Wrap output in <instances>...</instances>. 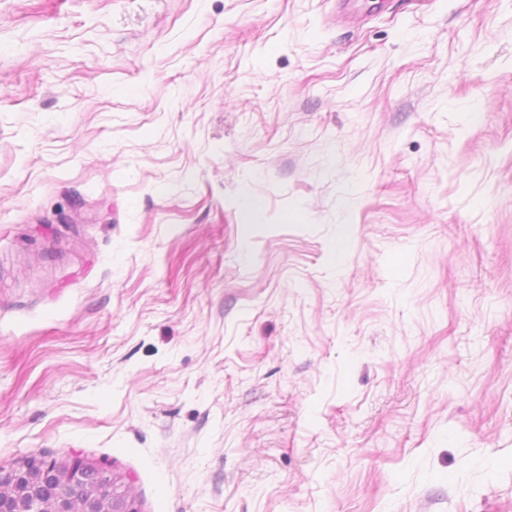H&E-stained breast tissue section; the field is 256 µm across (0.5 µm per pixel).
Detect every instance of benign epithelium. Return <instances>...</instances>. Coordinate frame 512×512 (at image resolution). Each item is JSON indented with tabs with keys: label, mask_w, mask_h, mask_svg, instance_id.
<instances>
[{
	"label": "benign epithelium",
	"mask_w": 512,
	"mask_h": 512,
	"mask_svg": "<svg viewBox=\"0 0 512 512\" xmlns=\"http://www.w3.org/2000/svg\"><path fill=\"white\" fill-rule=\"evenodd\" d=\"M89 465L78 456L43 457L22 467L0 468V512H134L132 501L114 488L111 473L99 468L109 486L102 495L87 483Z\"/></svg>",
	"instance_id": "benign-epithelium-1"
}]
</instances>
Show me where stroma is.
Listing matches in <instances>:
<instances>
[{
	"mask_svg": "<svg viewBox=\"0 0 512 512\" xmlns=\"http://www.w3.org/2000/svg\"><path fill=\"white\" fill-rule=\"evenodd\" d=\"M0 0V466L138 512H512V0Z\"/></svg>",
	"mask_w": 512,
	"mask_h": 512,
	"instance_id": "35a3bbf8",
	"label": "stroma"
}]
</instances>
